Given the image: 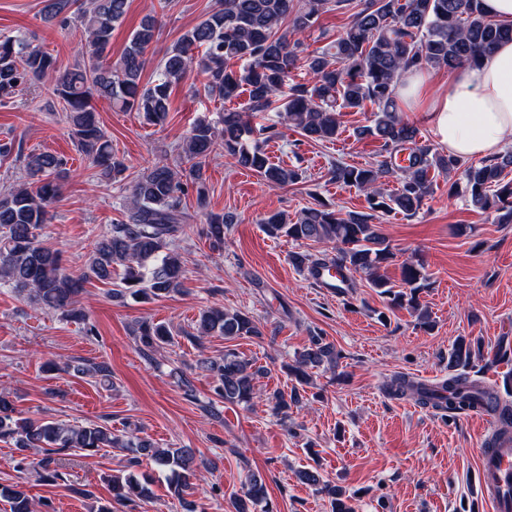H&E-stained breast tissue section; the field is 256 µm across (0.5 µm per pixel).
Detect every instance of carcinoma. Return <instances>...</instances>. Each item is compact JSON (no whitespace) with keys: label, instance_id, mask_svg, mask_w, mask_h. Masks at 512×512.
Masks as SVG:
<instances>
[{"label":"carcinoma","instance_id":"1","mask_svg":"<svg viewBox=\"0 0 512 512\" xmlns=\"http://www.w3.org/2000/svg\"><path fill=\"white\" fill-rule=\"evenodd\" d=\"M348 6L354 12L343 30L305 58L312 81L289 82L290 71L304 52L302 35L321 14ZM127 8L128 0H44V21L65 30L72 18L79 19L86 34L82 59L63 69L56 58L24 37L1 35L0 105L12 102L35 79H53V93L66 111L77 150L99 169L100 176L114 181L128 166L112 153V143L97 120L94 98L136 112L146 124L162 125L168 118L171 89L198 70L205 75L209 96L231 101L248 95L246 111L228 110L217 122L196 120L182 143L187 166L173 168L161 159L132 185L122 216L97 241L87 272L78 279L65 273L59 253L40 241L51 219L49 206L69 172L67 161L51 152H17L28 182L0 192V287L11 288L41 310L61 312L82 322L85 314L72 305L90 277L110 282L112 274L119 273V283L107 295L122 303L129 298L155 300L182 293L188 275L176 239L189 220L182 198L191 188L197 208H208L204 165L213 151L224 150L233 165L255 172L271 185H294L303 179L300 169L269 159L264 144L279 132L273 126L252 127L248 113L274 111L281 123L305 139L324 142L339 135L342 111L364 112L370 105L369 124L359 127L358 135L380 140L379 160L366 167L337 161L328 171L330 181L363 192L365 210L343 214L318 203L301 209L294 219L282 212L268 213L260 224L272 238L285 236L332 246L336 256L328 260L345 273L347 287H352L354 275L362 274L371 287L387 296V311L410 309L417 313L420 327L433 328L428 310L420 307V293L429 286L422 255L415 251L402 262V286L395 289L380 274L382 266L393 262L394 253L378 221L396 214L415 215L432 194L434 177L455 174L474 208L492 209L500 213L501 222L511 223L512 149L475 163L420 142L417 127L399 112L397 82L409 69L453 70L477 62L498 42L512 40V24L487 16L481 0H217L206 19L171 45L158 64L157 78L144 85L141 75L158 28L156 16L147 15L131 33L119 61H110L107 54L112 31ZM389 178L395 179L397 187L387 193L381 185ZM232 223L229 216L210 214L205 235L213 248L224 245V227ZM291 260L299 268L307 264L313 270L328 261L303 253L292 254ZM215 334L230 341L259 338L263 331L247 312L209 308L199 315L190 337L199 341ZM135 336L142 352L174 343L169 326L148 319L137 324ZM340 358L334 345L316 336L288 368V375L304 385L310 370L326 362L333 365ZM474 359L475 352L461 338L448 359V366L459 367L460 372L435 385L397 375L388 384L389 394L451 414L491 403L499 411L501 424L512 427V404L468 376ZM200 366L216 377L215 392L225 402L249 406L257 397L256 379L261 370L235 350H224L220 360L203 359ZM266 400L286 418L299 396L295 388L288 393L276 390ZM0 440L13 441L21 451L37 448L44 452L45 457L36 462L22 457L19 467H39L51 482L61 477L58 471H49L54 462L51 455L112 447L144 451L169 471L174 496L182 502L198 480L190 448L155 449L147 441L134 440L131 432L118 434L99 423L79 426L33 420L22 416L5 390L0 391ZM298 479L331 495V512H354L350 498L325 484L318 473L302 470ZM107 482L116 501L135 503L152 497L149 483L131 473L112 475ZM0 498L9 512H35L33 499L18 486L1 487ZM266 500L262 479L248 474L234 498V512H256Z\"/></svg>","mask_w":512,"mask_h":512}]
</instances>
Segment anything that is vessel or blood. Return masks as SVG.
Listing matches in <instances>:
<instances>
[{"mask_svg":"<svg viewBox=\"0 0 512 512\" xmlns=\"http://www.w3.org/2000/svg\"><path fill=\"white\" fill-rule=\"evenodd\" d=\"M478 491L493 512H512V438L479 451Z\"/></svg>","mask_w":512,"mask_h":512,"instance_id":"b4317fda","label":"vessel or blood"}]
</instances>
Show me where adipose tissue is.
Segmentation results:
<instances>
[{"label":"adipose tissue","instance_id":"obj_1","mask_svg":"<svg viewBox=\"0 0 512 512\" xmlns=\"http://www.w3.org/2000/svg\"><path fill=\"white\" fill-rule=\"evenodd\" d=\"M428 81L424 71H407L396 94L407 107H426L437 143L461 159L497 155L512 137V41L454 70L446 90Z\"/></svg>","mask_w":512,"mask_h":512}]
</instances>
